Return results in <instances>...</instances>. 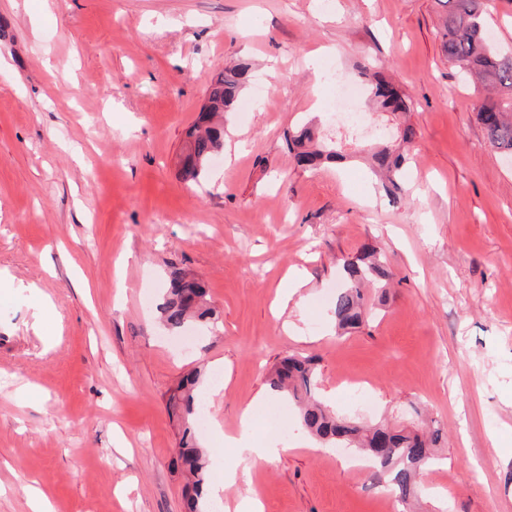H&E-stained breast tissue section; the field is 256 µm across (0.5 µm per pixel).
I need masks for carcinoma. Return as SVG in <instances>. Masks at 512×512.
<instances>
[{
    "mask_svg": "<svg viewBox=\"0 0 512 512\" xmlns=\"http://www.w3.org/2000/svg\"><path fill=\"white\" fill-rule=\"evenodd\" d=\"M445 7L441 31V51L460 71L480 79L492 91L502 92L512 100V48H505L490 36L483 19L484 0H439ZM249 64L242 62L224 69L211 83L206 96L207 111L188 133L183 153L182 178L199 184L205 180L211 160L224 150V113L236 110L240 95L249 80ZM379 111L396 116L410 110L408 98L382 79L368 86ZM478 119L489 144L512 156V116L504 112L502 103L488 96L477 105ZM416 137L413 126H396L390 140L371 151L372 170L382 175L386 193L399 189L398 180L405 156L400 146ZM288 149L300 167L314 169L325 160L341 156L333 143L314 137L308 127L288 135ZM345 283L336 293L332 317L342 329L357 328L366 314L364 283L374 281L386 286L390 273L366 254L344 262ZM216 311L207 302V290L199 279H189L185 272L174 269L162 307V320L173 329L186 326L188 320L210 321ZM201 373L185 376L177 391L169 398V407L182 418L183 432L176 449L178 459L193 477L187 496L189 512H205L202 489L206 483L207 461L199 447L191 416L197 397ZM317 375L314 360L309 357L284 358L269 375V386L300 405V422L308 433L330 447H356L370 458L376 481L398 494L404 503L418 494V479L436 460L434 448L441 439L440 430L425 436L391 427L387 424L363 426L336 419L314 394Z\"/></svg>",
    "mask_w": 512,
    "mask_h": 512,
    "instance_id": "obj_1",
    "label": "carcinoma"
}]
</instances>
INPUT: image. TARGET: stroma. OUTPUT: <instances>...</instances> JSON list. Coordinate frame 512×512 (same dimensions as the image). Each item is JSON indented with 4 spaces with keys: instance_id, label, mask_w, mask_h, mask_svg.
Returning a JSON list of instances; mask_svg holds the SVG:
<instances>
[{
    "instance_id": "35a3bbf8",
    "label": "stroma",
    "mask_w": 512,
    "mask_h": 512,
    "mask_svg": "<svg viewBox=\"0 0 512 512\" xmlns=\"http://www.w3.org/2000/svg\"><path fill=\"white\" fill-rule=\"evenodd\" d=\"M441 15L438 0H0V512H29V483L53 512H185L167 402L206 364L224 379L199 445L211 479L241 476L223 512L251 490L264 512H399L271 391L291 355L315 359L338 417L442 429L414 512H512V159L441 51ZM241 59L249 115L229 114L218 163L185 182L186 133ZM366 66L414 105L398 204L325 108L326 74L361 87ZM304 126L344 160L296 166L283 135ZM371 248L391 285L337 331L342 263ZM175 268L217 312L188 341L158 309ZM291 269L306 285L286 301ZM216 424L282 452L248 466Z\"/></svg>"
}]
</instances>
